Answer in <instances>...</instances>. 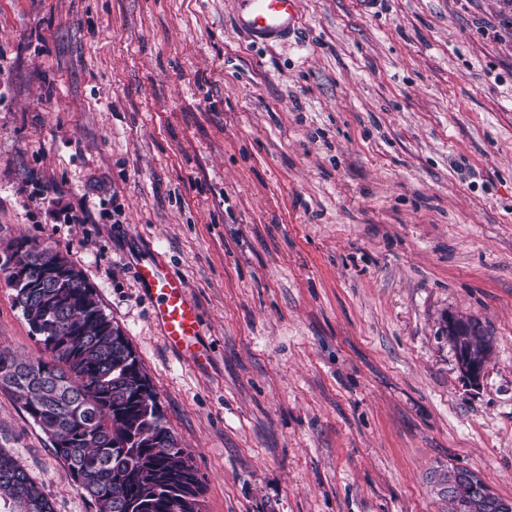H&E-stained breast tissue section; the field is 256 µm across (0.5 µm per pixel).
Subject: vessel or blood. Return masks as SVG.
Segmentation results:
<instances>
[{
	"label": "vessel or blood",
	"instance_id": "vessel-or-blood-1",
	"mask_svg": "<svg viewBox=\"0 0 512 512\" xmlns=\"http://www.w3.org/2000/svg\"><path fill=\"white\" fill-rule=\"evenodd\" d=\"M298 0H234L236 25L255 43L281 41L299 24ZM141 282L156 298L154 319L171 346L189 353L196 347L200 318L182 281L162 261L140 265Z\"/></svg>",
	"mask_w": 512,
	"mask_h": 512
}]
</instances>
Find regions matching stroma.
<instances>
[{"mask_svg":"<svg viewBox=\"0 0 512 512\" xmlns=\"http://www.w3.org/2000/svg\"><path fill=\"white\" fill-rule=\"evenodd\" d=\"M258 46L233 0H0V264L72 261L203 479L200 512H447L512 499V0H299ZM198 305L170 348L137 268ZM494 344L461 377L448 316ZM0 347L43 356L0 268ZM0 448L94 512L0 389ZM430 483L438 496L453 500L455 512H512V500L499 496L480 474L468 468L435 470ZM448 499L449 511L454 512Z\"/></svg>","mask_w":512,"mask_h":512,"instance_id":"1","label":"stroma"}]
</instances>
